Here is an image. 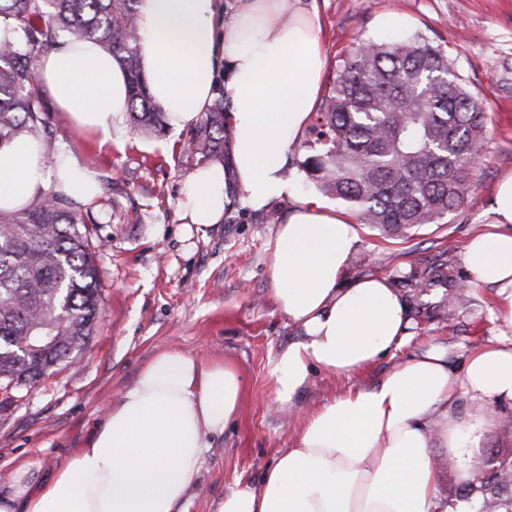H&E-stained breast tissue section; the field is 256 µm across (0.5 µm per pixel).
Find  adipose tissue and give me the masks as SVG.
<instances>
[{
	"mask_svg": "<svg viewBox=\"0 0 512 512\" xmlns=\"http://www.w3.org/2000/svg\"><path fill=\"white\" fill-rule=\"evenodd\" d=\"M141 71L169 127L184 128L215 97L228 109L229 165L195 169L182 187L185 223H220L232 191L254 210L291 199L288 148L322 92L326 56L304 0H139ZM41 91L79 129L112 142L129 110L126 73L100 44L59 40L36 60ZM85 201L100 186L69 152L47 154L28 135L0 145V211L33 205L48 186ZM497 223L464 250L472 285L494 287L495 319L506 332L471 348L454 368L432 344L370 388L303 413L295 439L237 485L221 512H436L442 447L459 479L471 446L512 402V175L494 197ZM355 222L334 207L303 201L279 225L271 252V295L300 332L273 368L274 401L294 405L313 372L349 376L398 350L405 305L386 278L346 286ZM244 379L231 362L180 349L155 352L126 386L86 447L40 486L27 467L13 473L0 512H177L196 486L212 435L235 419ZM473 407L458 418L460 399Z\"/></svg>",
	"mask_w": 512,
	"mask_h": 512,
	"instance_id": "obj_1",
	"label": "adipose tissue"
}]
</instances>
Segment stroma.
Wrapping results in <instances>:
<instances>
[{"mask_svg": "<svg viewBox=\"0 0 512 512\" xmlns=\"http://www.w3.org/2000/svg\"><path fill=\"white\" fill-rule=\"evenodd\" d=\"M312 6L326 54L325 81L361 40L394 36L379 20L395 13L407 17L412 33L447 46L489 119L475 190L447 223L402 237L358 228L342 283L387 278L406 305L408 341L393 357L348 377L314 372L297 400L303 409L377 384L397 361L429 344L447 346L458 365L468 350L497 336L491 288L474 290V304L453 316L442 304L453 289L468 285L463 247L482 225L494 223L496 186L512 174V0H313ZM189 136L186 127L149 137L129 128L120 142L104 144L49 111L47 150L71 152L101 183L95 201L74 204L93 214L90 230L102 243L93 252L101 307L79 364L58 366L34 384L0 381L1 492L18 466L29 465L38 484L84 447L105 408L164 347L228 360L245 379L238 414L214 437L188 512H219L237 481L258 480L295 437L298 416L275 404L272 366L300 333L276 308L269 271L271 245L290 205L257 212L236 191L222 223L203 229L183 223L181 186L204 164L185 152ZM442 260L452 265L449 279L416 292L410 274Z\"/></svg>", "mask_w": 512, "mask_h": 512, "instance_id": "1", "label": "stroma"}]
</instances>
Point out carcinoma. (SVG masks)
<instances>
[{
	"label": "carcinoma",
	"mask_w": 512,
	"mask_h": 512,
	"mask_svg": "<svg viewBox=\"0 0 512 512\" xmlns=\"http://www.w3.org/2000/svg\"><path fill=\"white\" fill-rule=\"evenodd\" d=\"M138 0H0V20L16 41L0 40V144L20 133L42 138L47 113L36 53L64 33L95 41L128 77L129 121L143 136L162 132L166 117L141 76ZM486 110L463 83L448 50L421 37L366 40L342 59L323 100L311 154L302 168L325 196L357 220L400 236L442 224L474 189L482 163ZM186 150L224 160V96L191 132ZM64 195L0 212V378L35 384L70 363L95 332L99 270L87 222ZM448 278V264L424 273L427 287ZM29 336H51L42 351L22 353ZM512 512V454L487 448L465 480L448 489L439 512Z\"/></svg>",
	"instance_id": "carcinoma-1"
}]
</instances>
